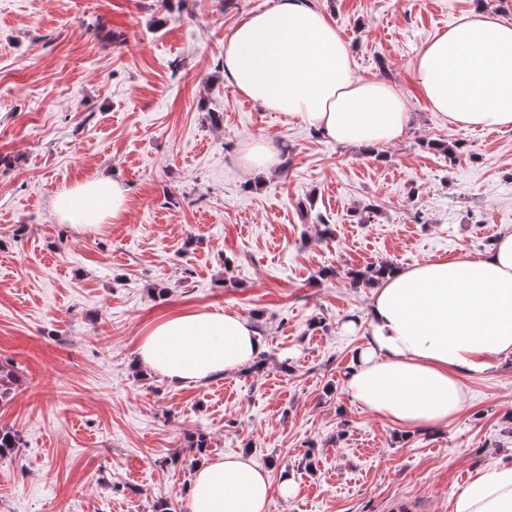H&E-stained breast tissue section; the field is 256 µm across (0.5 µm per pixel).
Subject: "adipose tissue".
Segmentation results:
<instances>
[{
	"mask_svg": "<svg viewBox=\"0 0 512 512\" xmlns=\"http://www.w3.org/2000/svg\"><path fill=\"white\" fill-rule=\"evenodd\" d=\"M224 76L263 108L315 130L328 142L375 149L397 142L408 102L389 83L359 79L349 45L310 0H275L243 17L224 47ZM417 90L456 127L512 126V23L485 8L424 44L411 63ZM51 208L77 232L120 223L126 188L93 178L58 194ZM345 379L364 411L402 428L434 427L458 416L463 379L512 358V232L485 256L428 261L384 276L363 320ZM135 366L169 383L200 386L265 357L247 318L199 309L151 326ZM268 472L245 454L205 458L188 488L190 512H267ZM452 512H512V464L476 477Z\"/></svg>",
	"mask_w": 512,
	"mask_h": 512,
	"instance_id": "obj_1",
	"label": "adipose tissue"
}]
</instances>
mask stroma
<instances>
[{
  "label": "stroma",
  "mask_w": 512,
  "mask_h": 512,
  "mask_svg": "<svg viewBox=\"0 0 512 512\" xmlns=\"http://www.w3.org/2000/svg\"><path fill=\"white\" fill-rule=\"evenodd\" d=\"M483 1L512 22V0H311L356 76L407 98L403 138L367 151L225 80L233 28L273 0H0V426L22 440L0 512H189L200 457L239 452L269 471L268 512H451L512 460V359L430 430L392 428L344 386L364 338L342 324L372 297L350 270L475 258L512 230V128L448 125L410 68ZM260 139L290 148L269 177L236 161ZM103 173L124 220L59 224L52 198ZM187 309L255 322L264 366L180 388L134 370L146 329Z\"/></svg>",
  "instance_id": "stroma-1"
}]
</instances>
